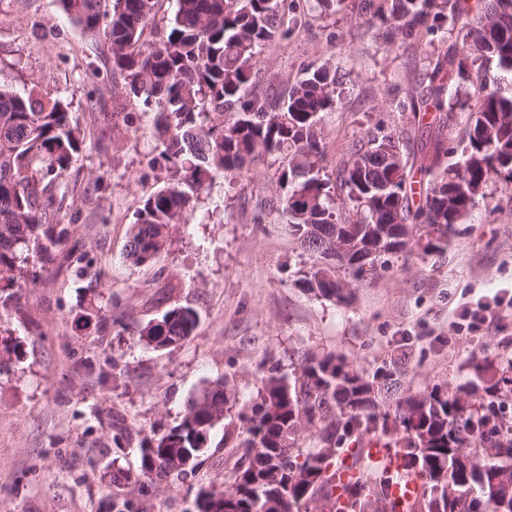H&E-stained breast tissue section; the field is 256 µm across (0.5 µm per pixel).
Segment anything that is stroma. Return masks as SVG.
I'll return each mask as SVG.
<instances>
[{"label": "stroma", "instance_id": "35a3bbf8", "mask_svg": "<svg viewBox=\"0 0 512 512\" xmlns=\"http://www.w3.org/2000/svg\"><path fill=\"white\" fill-rule=\"evenodd\" d=\"M294 4L297 26L255 69L262 86L326 62L344 74L341 100L321 124L323 178L335 182L356 146L394 130L411 129L407 149L418 158L436 136L457 137L464 111L441 130L414 128L411 112L398 111L426 59L386 45L361 0L333 13L315 0ZM0 86L20 94L36 86L63 100L85 138L64 180L72 205L48 213L72 225L71 250L55 252L18 289L16 306L0 308V512H112L116 499L130 500L131 512H195L199 493L220 485L235 458L224 434L241 430L237 410L181 478L140 477L141 450L219 379L244 404L273 363L335 352L370 371L404 350V388L444 383L453 392L476 353L512 357V184L493 180L488 199L440 248L394 255L372 280L351 282L347 305L296 285L314 257L268 208L279 192L276 156L230 185L213 171L211 191L196 203L211 221L176 228L157 263L135 268L123 260L129 228L165 174L149 164L153 115L113 76L103 40L72 25L56 0H0ZM80 256L103 271V288H81ZM176 304L196 310L194 335L173 350L139 342L136 329ZM484 305L487 321L464 326L463 312ZM102 320L110 326L101 335ZM116 418L127 427L120 439ZM119 470L134 482L114 483Z\"/></svg>", "mask_w": 512, "mask_h": 512}]
</instances>
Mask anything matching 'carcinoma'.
Returning a JSON list of instances; mask_svg holds the SVG:
<instances>
[{"mask_svg":"<svg viewBox=\"0 0 512 512\" xmlns=\"http://www.w3.org/2000/svg\"><path fill=\"white\" fill-rule=\"evenodd\" d=\"M81 31L101 35L112 71L145 112L154 115L159 152L151 165L166 180L135 212L124 260L144 267L162 256L173 228L189 223L210 173L233 181L267 156L286 160L276 211L301 247L317 256L298 286L317 299L350 303L343 268L358 281L373 278L389 257L424 252L447 240L495 178L512 182V0H364L389 26L384 39L417 49L430 36L458 31L462 47L426 52L421 94L411 111L469 109L459 143L462 159L436 138L419 166L427 176L423 201L412 202L405 131L372 138L354 150L338 178L353 219H341L336 198L320 178L319 124L340 100L342 81L327 62L304 72L288 94L252 89L255 60L289 38L298 19L285 0H176L170 29L148 44L144 31L156 0H59ZM495 64L500 77L489 78ZM84 137L63 101L32 88H0V304L11 288L33 281V259L65 246L70 225L47 223V208L67 205L61 184L82 153ZM198 314L167 308L138 331L157 349L192 336ZM408 360L394 355L367 372L343 355L305 356L285 375L273 366L243 407L242 431L224 434L237 458L221 487L205 493L198 512H512V358L472 363L464 394L435 384L401 390ZM232 392L214 382L192 402L181 423L141 449V475L163 480L196 466L211 431L224 418ZM400 459L395 470L373 464L366 445ZM342 468L359 478L333 496ZM420 479L413 500L391 498L401 478Z\"/></svg>","mask_w":512,"mask_h":512,"instance_id":"cac0c4a2","label":"carcinoma"}]
</instances>
